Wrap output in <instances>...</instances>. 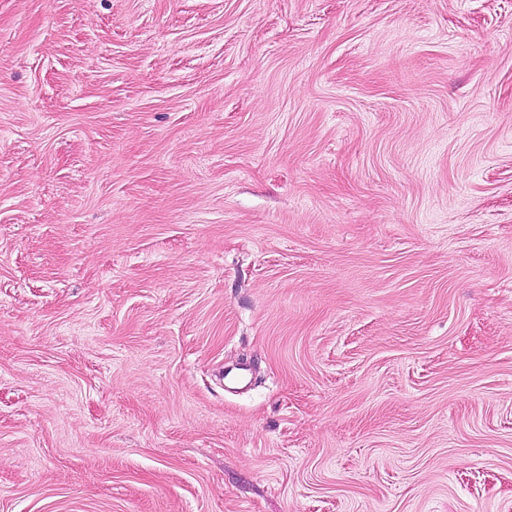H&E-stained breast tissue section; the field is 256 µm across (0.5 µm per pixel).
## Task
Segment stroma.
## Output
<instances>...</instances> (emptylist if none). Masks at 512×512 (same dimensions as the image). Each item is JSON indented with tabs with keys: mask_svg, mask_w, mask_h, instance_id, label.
Segmentation results:
<instances>
[{
	"mask_svg": "<svg viewBox=\"0 0 512 512\" xmlns=\"http://www.w3.org/2000/svg\"><path fill=\"white\" fill-rule=\"evenodd\" d=\"M0 512H512V0H0Z\"/></svg>",
	"mask_w": 512,
	"mask_h": 512,
	"instance_id": "1",
	"label": "stroma"
}]
</instances>
